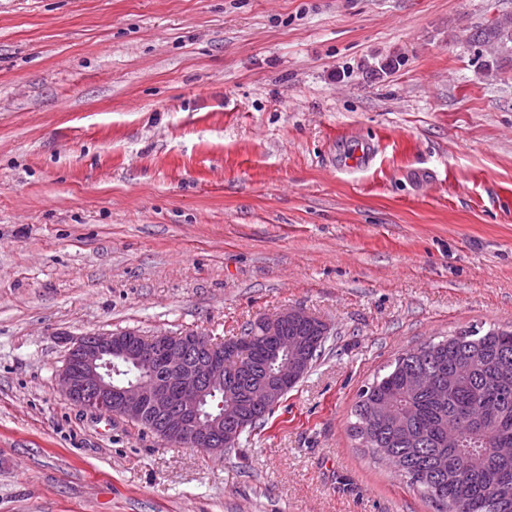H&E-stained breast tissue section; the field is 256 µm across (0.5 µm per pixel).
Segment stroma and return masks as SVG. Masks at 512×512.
Here are the masks:
<instances>
[{
    "label": "stroma",
    "mask_w": 512,
    "mask_h": 512,
    "mask_svg": "<svg viewBox=\"0 0 512 512\" xmlns=\"http://www.w3.org/2000/svg\"><path fill=\"white\" fill-rule=\"evenodd\" d=\"M504 14L0 0V512H434L347 425L399 354L512 324V60L465 41ZM295 306L324 353L223 454L57 385L89 333L219 342Z\"/></svg>",
    "instance_id": "obj_1"
}]
</instances>
